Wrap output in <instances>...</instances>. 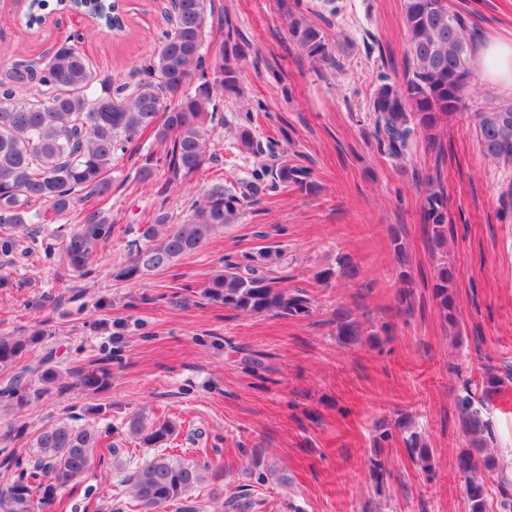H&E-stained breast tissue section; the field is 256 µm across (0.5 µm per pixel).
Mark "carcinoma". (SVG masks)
Returning <instances> with one entry per match:
<instances>
[{
  "instance_id": "1",
  "label": "carcinoma",
  "mask_w": 512,
  "mask_h": 512,
  "mask_svg": "<svg viewBox=\"0 0 512 512\" xmlns=\"http://www.w3.org/2000/svg\"><path fill=\"white\" fill-rule=\"evenodd\" d=\"M208 0H169L170 29L158 40L149 58L137 68L141 77L133 85H114L112 75L101 72L69 40L57 44L37 65L15 64L0 82V254H13L20 242L18 231L26 224H50L81 197L105 196L112 188L108 173L124 154L134 150L145 133L163 146L156 162L172 178H185L208 160L209 124L219 110L217 98L239 92L238 61L245 46L227 29L223 47L211 55L204 48ZM116 0H79V9L101 22L114 13ZM49 0H30L26 24L40 25ZM403 27L407 37L408 77L404 84L382 83L372 100L379 142L390 154L402 156L416 133H429L465 105L470 61L478 32L468 18L451 10L448 0H403ZM291 41L309 59L331 67L338 63L323 30L305 15L288 13ZM485 159L512 165V103L495 104L472 113ZM289 186L312 195L318 185L308 167L284 160L271 170L268 188L279 192ZM46 210H31L33 203ZM246 196L235 188L215 183L206 188L192 214L170 223L160 216L147 224L128 262L116 277L133 280L145 272L162 270L183 256L198 251L220 227L238 220ZM425 219L431 223L432 241L444 252L448 225L444 224L442 198H430ZM112 238V224L101 212L88 213L75 228L60 236L68 265L88 270L98 248ZM398 293L408 308L413 281L402 272ZM455 270L440 262L433 295L445 322L455 323ZM202 295L214 304L245 315L307 317L308 293L279 286L277 278L260 270L255 259L247 263L223 262V268L206 282ZM338 335L355 339L360 325L343 309L336 310ZM42 334L0 336V370L18 362L39 343ZM46 386H58L61 375L53 367L35 369ZM73 384L100 391L111 383L105 366L71 372ZM30 391L23 378L0 388V399L21 405ZM464 427L472 447L456 458L464 478L470 512H487V488L482 468H491L483 453L485 424L480 411L465 403ZM128 437L147 447L158 445L174 433L168 422H154L142 413L126 423ZM102 431L93 423L81 426L60 420L39 431L31 441L34 462L11 463L12 479L0 488V512H35L36 505L52 502L58 490L78 484L92 471L99 455ZM412 458L431 468L429 450L421 435L406 438ZM209 465L189 463L165 453L145 455L126 483L136 512H200L190 493Z\"/></svg>"
}]
</instances>
